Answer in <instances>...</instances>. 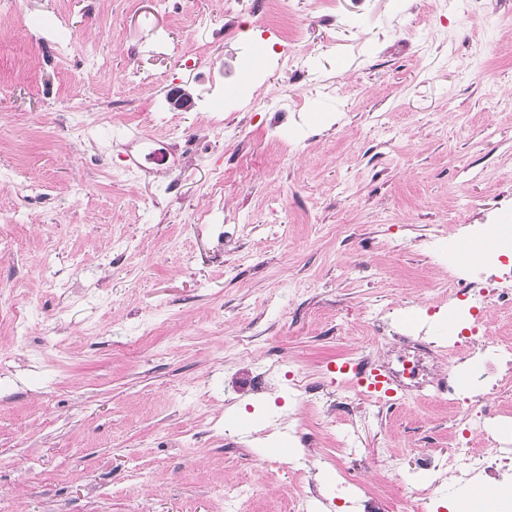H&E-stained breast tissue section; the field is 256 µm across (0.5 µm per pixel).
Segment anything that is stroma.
Wrapping results in <instances>:
<instances>
[{
    "instance_id": "obj_1",
    "label": "stroma",
    "mask_w": 512,
    "mask_h": 512,
    "mask_svg": "<svg viewBox=\"0 0 512 512\" xmlns=\"http://www.w3.org/2000/svg\"><path fill=\"white\" fill-rule=\"evenodd\" d=\"M295 7L301 78L273 66L280 35L253 0L231 30L226 0L0 11V169L19 171L0 181V512H288L308 480L314 512H338L322 456L346 430L339 365L380 314L447 344L449 241L512 225V0L444 18L432 0H335L329 22ZM137 133L176 141L181 164L120 176ZM292 369L324 389L309 451L277 429ZM352 408L366 438L346 468L387 512L424 479L413 452L447 448L448 408L431 391L382 419Z\"/></svg>"
}]
</instances>
